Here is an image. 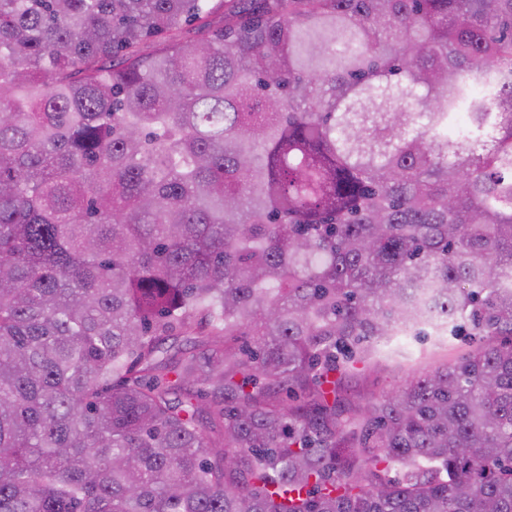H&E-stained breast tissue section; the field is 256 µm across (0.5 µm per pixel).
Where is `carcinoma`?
Here are the masks:
<instances>
[{"mask_svg": "<svg viewBox=\"0 0 512 512\" xmlns=\"http://www.w3.org/2000/svg\"><path fill=\"white\" fill-rule=\"evenodd\" d=\"M0 512H512V0H0ZM469 336H415L394 338L380 345L366 368L349 373L341 384L347 402L381 397L405 385L412 378L453 363L469 350Z\"/></svg>", "mask_w": 512, "mask_h": 512, "instance_id": "cac0c4a2", "label": "carcinoma"}]
</instances>
